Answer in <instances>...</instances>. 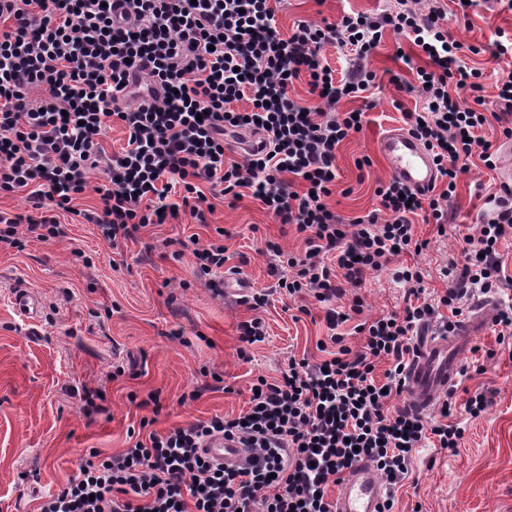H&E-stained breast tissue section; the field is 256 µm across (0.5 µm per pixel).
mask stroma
Here are the masks:
<instances>
[{
	"instance_id": "35a3bbf8",
	"label": "stroma",
	"mask_w": 512,
	"mask_h": 512,
	"mask_svg": "<svg viewBox=\"0 0 512 512\" xmlns=\"http://www.w3.org/2000/svg\"><path fill=\"white\" fill-rule=\"evenodd\" d=\"M398 7L399 0H282L275 19L286 34L300 20L334 22L348 12L372 15ZM501 29L512 34V11L500 0H477L468 17L449 23L452 37L464 46L463 62L483 70L480 95L489 102L496 80L512 73V58L497 60L487 51ZM475 46L480 54H472ZM400 49L411 55V64L397 60ZM421 63L406 36L385 32L367 59L376 75L369 98L339 103V111L365 114L362 130L336 151L329 204L343 217L362 216L377 206L374 190L391 174L376 143L386 131L404 127V112L421 108V99L400 88L415 83ZM365 156L371 167L357 169V159ZM87 180L90 188L75 200V213L58 215L64 237L43 242L27 236L22 249L0 248V512H36L37 495L65 486L93 453L109 456L152 432L238 416L247 409L258 376L279 378L292 355L313 362L324 357L317 344L329 336L328 304L274 292L278 276L265 252L269 240L284 251H302V238L294 227L276 223L258 200L209 197L213 211L202 225L175 193L170 200L180 206L178 218L147 226L113 246L80 215L98 204L93 187L101 175L90 172ZM497 190L496 172L473 161L458 177L451 201L456 221L446 235H437L434 225L417 224V236L429 246L404 261L418 263L431 297L445 294L449 281L440 270L463 262V237L487 220L488 199ZM219 227L230 254L224 268L204 275L191 251L166 256L167 240L194 235L204 244L215 239ZM86 256L91 265L83 264ZM231 271L248 278L253 289H271L267 305L254 310L247 302L214 295L211 283ZM20 291L40 299L37 335H27L15 310ZM358 293L363 311L341 327L355 351L362 338L354 325L402 311L407 288L387 268L368 274ZM257 316L265 322L266 338L244 345L240 326ZM117 365L125 368L119 377L112 374ZM198 386L201 397L190 399ZM87 389L103 394L92 413L81 398ZM481 391L490 404L474 418L464 404ZM152 395L157 404H149ZM452 401L450 421L463 430L458 450L451 454L422 442L410 477L398 486V512H512V344L498 343L493 328L471 342ZM144 419L151 428L141 427Z\"/></svg>"
}]
</instances>
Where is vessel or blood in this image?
Returning <instances> with one entry per match:
<instances>
[{
	"label": "vessel or blood",
	"instance_id": "vessel-or-blood-1",
	"mask_svg": "<svg viewBox=\"0 0 512 512\" xmlns=\"http://www.w3.org/2000/svg\"><path fill=\"white\" fill-rule=\"evenodd\" d=\"M377 150L388 162L392 176L405 185L424 192L436 184L437 170L429 152L405 131L395 129L380 136ZM489 319V312H481L445 336L428 328L421 330L407 370L410 410L430 412L446 395L458 377L462 351ZM205 453L213 462L227 467L242 463L246 457L239 440L221 436L207 442ZM383 494L384 484L373 463L360 460L345 479L335 512H379Z\"/></svg>",
	"mask_w": 512,
	"mask_h": 512
}]
</instances>
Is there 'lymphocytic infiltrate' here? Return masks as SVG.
Wrapping results in <instances>:
<instances>
[{"mask_svg": "<svg viewBox=\"0 0 512 512\" xmlns=\"http://www.w3.org/2000/svg\"><path fill=\"white\" fill-rule=\"evenodd\" d=\"M407 33L427 62L412 90L422 110L405 113L410 136L446 181L442 193L419 194L397 180L380 184L368 214L345 219L327 204L336 181V150L363 127L337 111L367 92L374 75L364 60L385 30ZM348 49L343 76L322 65L324 46ZM448 15L412 8L375 15L347 13L323 25L298 21L282 35L271 0H5L0 5V194L25 193L29 215L0 210V244L21 248L18 226L47 241L62 236L57 211L86 189L100 200L83 219L109 244L177 217L180 204L205 222L208 194L241 199L251 193L281 224L295 227L304 251L266 250L291 269L277 290L318 302L349 299L326 320L337 349L316 363L289 358L279 379L257 377L248 409L150 433L147 440L83 468L38 512H334L330 486L353 465L372 461L389 489L381 512H394V490L409 474L415 448L432 439L456 452L461 430L449 424L451 401L432 417L393 406L406 392L414 330L438 321L453 327L461 306L506 282L499 244L512 235V196L493 195L491 217L465 235L464 264L449 268L451 285L438 302L423 300V274L397 273L412 298L402 313L356 325L361 350L336 329L361 313L354 296L366 275L396 254L427 249L415 216L445 235L448 210L464 162L478 157L495 169L497 156L475 129L488 124L480 95L482 69L466 66ZM306 80L308 98L290 87ZM470 87L464 106L452 88ZM248 100L247 110L235 104ZM128 133L126 147L103 145L112 122ZM249 131L259 140L241 160L227 158L225 137ZM98 170L102 183L89 186ZM179 190L180 203L168 200ZM449 316H440V308ZM388 361L384 382L377 363ZM238 437L253 453L244 467L214 464L202 448L212 436Z\"/></svg>", "mask_w": 512, "mask_h": 512, "instance_id": "lymphocytic-infiltrate-1", "label": "lymphocytic infiltrate"}]
</instances>
